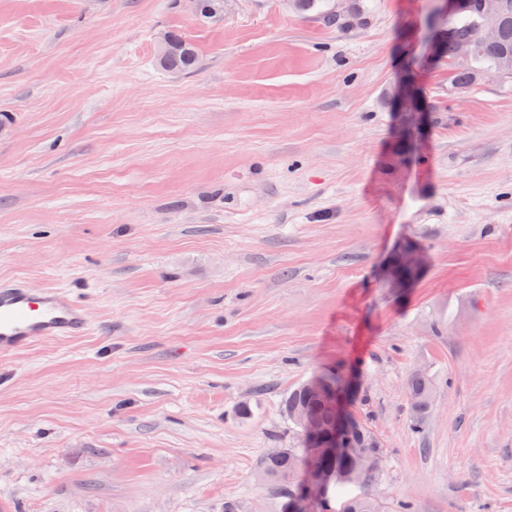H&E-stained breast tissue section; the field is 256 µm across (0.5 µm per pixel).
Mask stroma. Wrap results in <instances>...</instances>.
<instances>
[{"label":"stroma","instance_id":"obj_1","mask_svg":"<svg viewBox=\"0 0 512 512\" xmlns=\"http://www.w3.org/2000/svg\"><path fill=\"white\" fill-rule=\"evenodd\" d=\"M364 5L0 0V280L91 322L0 358V512H274L280 399L326 370L382 512H512V79L425 66L438 0ZM168 31L197 70L158 67ZM407 390L410 399L411 424L416 433L422 430L425 415L432 408L435 388L432 377L426 370H415L407 381Z\"/></svg>","mask_w":512,"mask_h":512}]
</instances>
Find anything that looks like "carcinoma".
<instances>
[{
	"mask_svg": "<svg viewBox=\"0 0 512 512\" xmlns=\"http://www.w3.org/2000/svg\"><path fill=\"white\" fill-rule=\"evenodd\" d=\"M506 8L501 16L497 35L492 39H481L477 34V17L471 10L459 16L453 24V32L441 34L444 45L443 58L448 63L456 64L458 41L461 38H472L476 41V56L468 68H455V82L461 88L471 85L478 75L495 67L501 58L512 56V0H504ZM362 10L355 6L347 14L326 12L323 17L327 22L340 28L348 27L351 22L361 16ZM171 51L158 59L160 67L173 73H189L196 68L198 54L195 46L177 33L169 34ZM410 399L411 424L417 433L422 430L425 415L432 408L435 388L432 377L425 370L414 371L407 381ZM336 393L347 398H354L349 384L339 371L318 376L301 383L285 393L280 400L283 416L294 422L293 413L305 410L315 417L319 424V432L327 437L330 434L334 415L323 393ZM349 424L345 428L344 437L348 447L357 445L359 439L368 442L372 454L373 465L355 483H338L328 490L327 499L339 502V512H381L378 500L371 492V486L379 477L383 464L382 443L370 429L366 420L355 411H348ZM302 449L275 448L261 462L260 472L267 482L270 495L278 502V512H286L290 491L295 489L296 473L301 464Z\"/></svg>",
	"mask_w": 512,
	"mask_h": 512,
	"instance_id": "cac0c4a2",
	"label": "carcinoma"
}]
</instances>
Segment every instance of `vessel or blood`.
<instances>
[{"instance_id": "obj_1", "label": "vessel or blood", "mask_w": 512, "mask_h": 512, "mask_svg": "<svg viewBox=\"0 0 512 512\" xmlns=\"http://www.w3.org/2000/svg\"><path fill=\"white\" fill-rule=\"evenodd\" d=\"M82 301L62 288L32 293L25 281L0 282V356L9 357L33 345L86 333Z\"/></svg>"}]
</instances>
